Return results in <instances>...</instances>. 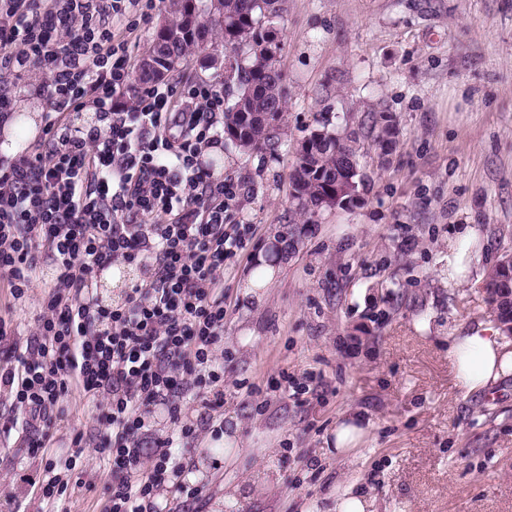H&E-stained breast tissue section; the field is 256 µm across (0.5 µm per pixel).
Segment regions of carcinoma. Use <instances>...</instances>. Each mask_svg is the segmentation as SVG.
Segmentation results:
<instances>
[{
  "instance_id": "1",
  "label": "carcinoma",
  "mask_w": 512,
  "mask_h": 512,
  "mask_svg": "<svg viewBox=\"0 0 512 512\" xmlns=\"http://www.w3.org/2000/svg\"><path fill=\"white\" fill-rule=\"evenodd\" d=\"M286 0H169L167 16L156 28L133 77L137 86L157 81L154 71L171 75L191 52L220 42L224 48V144L243 155L274 154L286 107L281 65L282 43L277 24ZM362 124L366 136L383 157L397 145L393 116L370 109ZM319 138L303 137L289 174L291 198L304 224H316L321 214L341 206L336 199L354 192L366 178L360 165V138L342 134L329 121L317 122ZM512 285V275L495 265L484 288Z\"/></svg>"
}]
</instances>
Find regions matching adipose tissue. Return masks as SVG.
Segmentation results:
<instances>
[{
  "label": "adipose tissue",
  "instance_id": "1",
  "mask_svg": "<svg viewBox=\"0 0 512 512\" xmlns=\"http://www.w3.org/2000/svg\"><path fill=\"white\" fill-rule=\"evenodd\" d=\"M457 386L467 392L490 388L512 375V338L500 325L485 324L448 343Z\"/></svg>",
  "mask_w": 512,
  "mask_h": 512
}]
</instances>
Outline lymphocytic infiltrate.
Returning a JSON list of instances; mask_svg holds the SVG:
<instances>
[{"mask_svg":"<svg viewBox=\"0 0 512 512\" xmlns=\"http://www.w3.org/2000/svg\"><path fill=\"white\" fill-rule=\"evenodd\" d=\"M157 0H0V127L10 89L31 69L47 101L33 148L0 158V281L14 301L50 292L25 343L9 342L0 390L25 409L22 439L42 457L30 483L55 501L84 453L47 450L60 404L78 388L95 407V452L109 466L105 512H184L201 487L180 479L177 441L193 430L182 407L224 406V271L252 227L229 223L240 185L204 162L221 146L224 96L176 80L130 82L129 36ZM124 262L140 276L120 301L99 293ZM171 434L155 436L153 410Z\"/></svg>","mask_w":512,"mask_h":512,"instance_id":"1","label":"lymphocytic infiltrate"}]
</instances>
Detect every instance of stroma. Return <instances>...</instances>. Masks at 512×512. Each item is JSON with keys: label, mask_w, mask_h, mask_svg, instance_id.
<instances>
[{"label": "stroma", "mask_w": 512, "mask_h": 512, "mask_svg": "<svg viewBox=\"0 0 512 512\" xmlns=\"http://www.w3.org/2000/svg\"><path fill=\"white\" fill-rule=\"evenodd\" d=\"M282 35L278 153L213 154L215 175L242 184L234 223L255 232L224 276V406L184 407L196 435L182 479L201 486L199 512H336L349 488L366 512H512V377L466 393L448 357L449 337L495 321L481 284L512 252V0H288ZM41 83L34 71L14 88L25 122L0 128V156L34 145ZM370 108L391 113L395 150L369 152L354 204L300 225V140L323 116L360 131ZM460 251L463 282L448 278ZM261 254L274 268L257 288ZM62 408L61 436L81 433L86 451L81 483L50 504L10 428L22 411L0 393V512H103L94 414L76 390ZM347 416L367 434L339 453Z\"/></svg>", "instance_id": "35a3bbf8"}]
</instances>
